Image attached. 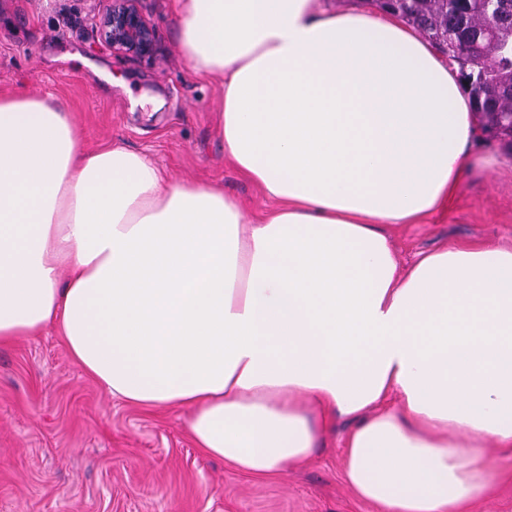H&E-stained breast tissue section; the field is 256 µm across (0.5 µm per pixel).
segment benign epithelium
<instances>
[{
    "instance_id": "benign-epithelium-1",
    "label": "benign epithelium",
    "mask_w": 512,
    "mask_h": 512,
    "mask_svg": "<svg viewBox=\"0 0 512 512\" xmlns=\"http://www.w3.org/2000/svg\"><path fill=\"white\" fill-rule=\"evenodd\" d=\"M139 0H112V6L99 21L100 37L112 52L137 59L155 54L152 26L141 13Z\"/></svg>"
}]
</instances>
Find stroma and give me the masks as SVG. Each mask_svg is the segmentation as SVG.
I'll list each match as a JSON object with an SVG mask.
<instances>
[{
  "mask_svg": "<svg viewBox=\"0 0 512 512\" xmlns=\"http://www.w3.org/2000/svg\"><path fill=\"white\" fill-rule=\"evenodd\" d=\"M112 0H0V93L54 96L72 112L78 147L121 145L174 181L210 184L258 212L271 202L224 156L220 88L178 45L176 0H140L153 59L104 45ZM480 165L447 210L401 228L402 264L444 244H512V143L481 132ZM181 410L136 408L108 394L70 358L54 328L0 346V512H375L346 484L336 426L304 464L253 476L195 448ZM492 492L476 512H512V452L490 447Z\"/></svg>",
  "mask_w": 512,
  "mask_h": 512,
  "instance_id": "35a3bbf8",
  "label": "stroma"
}]
</instances>
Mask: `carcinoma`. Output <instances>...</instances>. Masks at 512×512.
I'll use <instances>...</instances> for the list:
<instances>
[{"instance_id": "obj_1", "label": "carcinoma", "mask_w": 512, "mask_h": 512, "mask_svg": "<svg viewBox=\"0 0 512 512\" xmlns=\"http://www.w3.org/2000/svg\"><path fill=\"white\" fill-rule=\"evenodd\" d=\"M394 12L458 62L474 112L488 118L485 129L498 128L512 112V0H396Z\"/></svg>"}]
</instances>
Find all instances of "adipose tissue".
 Returning <instances> with one entry per match:
<instances>
[{
    "instance_id": "1",
    "label": "adipose tissue",
    "mask_w": 512,
    "mask_h": 512,
    "mask_svg": "<svg viewBox=\"0 0 512 512\" xmlns=\"http://www.w3.org/2000/svg\"><path fill=\"white\" fill-rule=\"evenodd\" d=\"M219 79L224 155L275 206L174 183L120 146L79 153L59 103L0 94V345L54 327L112 396L178 408L197 448L266 475L337 422L377 512H473L512 447V248L399 268L390 232L473 166L456 61L396 16L320 0H177Z\"/></svg>"
}]
</instances>
